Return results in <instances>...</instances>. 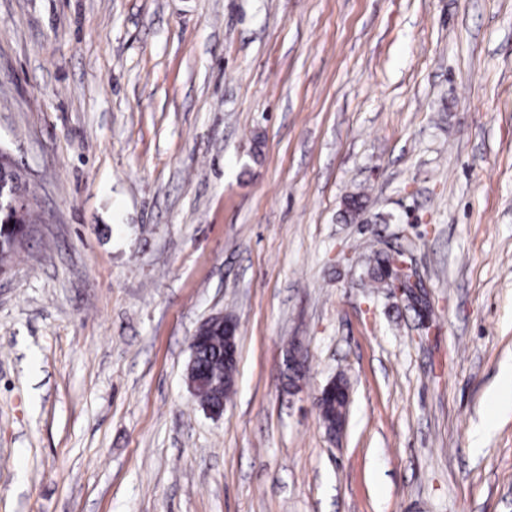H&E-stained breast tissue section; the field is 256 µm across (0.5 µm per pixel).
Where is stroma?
I'll use <instances>...</instances> for the list:
<instances>
[{"instance_id":"1","label":"stroma","mask_w":512,"mask_h":512,"mask_svg":"<svg viewBox=\"0 0 512 512\" xmlns=\"http://www.w3.org/2000/svg\"><path fill=\"white\" fill-rule=\"evenodd\" d=\"M0 148V512H512V0H0ZM34 221L30 206L22 213L0 210V264L11 258L24 227ZM10 222H14L10 227ZM214 324H221L224 328L216 326L210 334L211 327ZM235 330V321L233 319L224 317L223 314H216L205 320L191 339V360L188 374L190 387L193 391H195L198 384V378L190 376V369L197 351L206 345L200 352L197 360V370L202 376L203 381L194 392L205 408L212 406L220 409L224 406V401L232 393L233 386L229 379L231 371L229 368L224 367V360L228 366L236 371L237 347L234 341ZM224 335L227 340L225 350Z\"/></svg>"}]
</instances>
